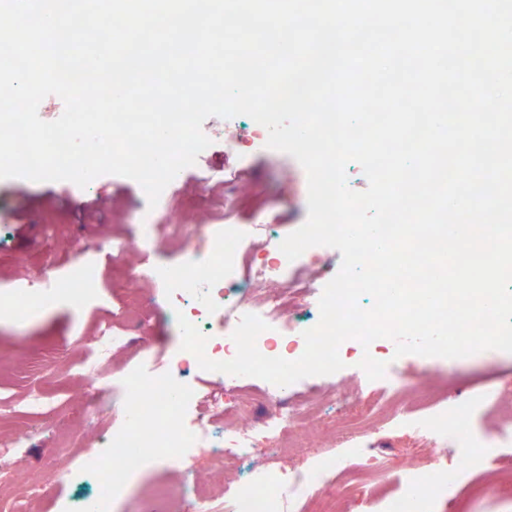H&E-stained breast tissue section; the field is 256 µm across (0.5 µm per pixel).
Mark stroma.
<instances>
[{"mask_svg": "<svg viewBox=\"0 0 512 512\" xmlns=\"http://www.w3.org/2000/svg\"><path fill=\"white\" fill-rule=\"evenodd\" d=\"M206 123L214 129L209 150L154 207L157 225L147 234L137 221L148 201L132 179L107 174L84 188L69 181L0 180L1 294L21 287H51L82 263L96 264L101 272L97 294L84 308L59 297L26 321L0 319V403L11 410L0 422V444L10 442L17 428L33 433L31 445L14 461L11 476L0 478V495L14 493L21 476L49 487V495L32 502L30 512H58V499L89 491L86 483H57L50 459L70 441L85 455L106 447L99 407L119 398L121 367L136 364L147 353L151 368L161 370L180 349L179 327L164 307L162 270L184 263L203 230L253 225L249 197L263 199L265 218L281 234L292 233L307 218V174L297 160L262 148L255 129L243 120L210 117ZM125 237L139 238L140 243L113 260V246ZM134 292L152 309L149 323H138L125 313ZM109 323L123 340L100 350L107 377L91 387L76 362L82 354L100 349L99 333ZM391 366L412 384L432 375L453 384L459 395L483 390L489 405L479 411L478 422L485 428L494 424L498 403L512 400V353L488 350L454 360L409 354L392 360ZM301 390L325 392L337 412L359 415L378 398L382 386L350 369L308 379ZM375 441L377 451L396 466L452 459L447 445L415 436L400 421L382 426ZM241 479L238 468L214 473L202 449L184 464H152L139 481L140 493L123 508L144 512L158 503L160 493L196 484L229 494Z\"/></svg>", "mask_w": 512, "mask_h": 512, "instance_id": "35a3bbf8", "label": "stroma"}]
</instances>
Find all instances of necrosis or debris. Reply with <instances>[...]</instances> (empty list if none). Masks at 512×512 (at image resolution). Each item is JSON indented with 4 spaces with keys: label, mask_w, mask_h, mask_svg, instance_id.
<instances>
[{
    "label": "necrosis or debris",
    "mask_w": 512,
    "mask_h": 512,
    "mask_svg": "<svg viewBox=\"0 0 512 512\" xmlns=\"http://www.w3.org/2000/svg\"><path fill=\"white\" fill-rule=\"evenodd\" d=\"M264 241L255 245L245 238L240 225H225L221 235L208 238L207 252L199 261L166 269L167 304L207 337L206 354L216 361L231 360L236 345L231 338L244 315L260 317L268 331L257 339L265 356L298 359L305 350L303 333L320 320L319 299L332 275L318 260L321 247L307 249L288 260L280 249L283 241L269 225L259 228ZM98 271L79 265L67 279L53 287L13 293L10 310L17 317L31 316L57 296L83 307L95 294ZM275 291H268V284ZM195 356L178 353L159 374L141 367L124 376L127 398L125 424L111 426L112 404L104 402L100 415L109 422V446L98 458L85 457L77 467L58 466L65 479L89 480V493L61 501L59 512H113L116 502L131 490V479L151 464L183 460L200 448L209 449L217 466L226 462L249 464L250 471L237 493L216 499L211 512H332L336 497L355 492L376 503V512H432L439 495H447L449 512H471L483 497L481 466L490 449H502L498 467L512 485V412L477 433L473 411L484 400L474 393L449 404L444 390L429 389L408 396L399 380L387 381L385 395L369 407L362 419L345 423L349 465H341L334 441L324 440L315 465L305 470L279 467L276 456L253 463L251 453L259 439L272 444L292 438L297 430L313 425L310 405L296 397L295 385L273 383L254 393L240 377L225 376L235 387L237 404L226 407L223 396L201 401L187 376L198 371ZM276 402V411L263 420L252 418L256 396ZM386 419H400L419 437L447 442L458 449L456 462L434 461L392 470L387 459L370 450V426Z\"/></svg>",
    "instance_id": "necrosis-or-debris-1"
}]
</instances>
